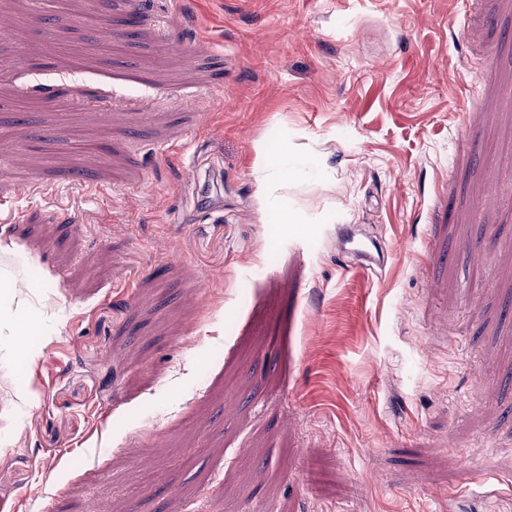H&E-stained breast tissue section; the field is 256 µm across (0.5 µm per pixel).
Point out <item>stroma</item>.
Returning a JSON list of instances; mask_svg holds the SVG:
<instances>
[{"label":"stroma","instance_id":"1","mask_svg":"<svg viewBox=\"0 0 512 512\" xmlns=\"http://www.w3.org/2000/svg\"><path fill=\"white\" fill-rule=\"evenodd\" d=\"M53 5L0 12V502L512 512V0ZM336 236L341 249H349L357 254L363 270L374 273L378 272L383 265L384 256L380 254L375 245H368L360 240H356L347 226L338 227Z\"/></svg>","mask_w":512,"mask_h":512}]
</instances>
